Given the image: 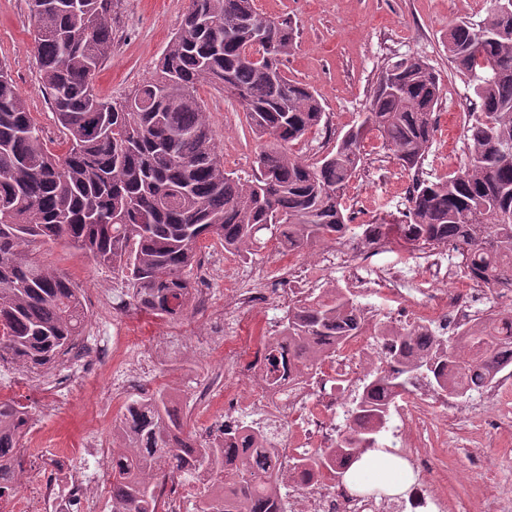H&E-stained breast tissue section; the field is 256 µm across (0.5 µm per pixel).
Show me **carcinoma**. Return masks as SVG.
Returning <instances> with one entry per match:
<instances>
[{"instance_id": "1", "label": "carcinoma", "mask_w": 512, "mask_h": 512, "mask_svg": "<svg viewBox=\"0 0 512 512\" xmlns=\"http://www.w3.org/2000/svg\"><path fill=\"white\" fill-rule=\"evenodd\" d=\"M490 0L485 28L461 20L448 28V58L473 89L467 163L436 180L415 178L399 238L414 250L452 247L466 276L512 289V14ZM42 87L64 134L51 152L6 67L0 65V362L27 373L51 368L82 335L88 319L81 288L29 254L37 242H62L96 263L128 273L133 304L178 319L195 304L190 270L200 243L251 255L267 232L298 252L350 231L342 201L370 130L400 164L417 170L435 128L440 79L419 56L392 61L370 96L365 121L337 137L319 159L291 152L320 125L323 106L282 62L293 43L286 20L259 13L254 0H190L152 78L120 104L99 98L93 78L112 53L113 0H29ZM268 24L256 43L252 20ZM227 76L228 87L216 82ZM209 85L247 112L263 140L258 176L224 171L223 155L198 91ZM361 309L341 288L288 306L280 335L288 355L267 357L272 374L304 375L340 341L363 328ZM397 335L437 346L411 360L377 367L347 411L336 446L304 455L300 468H341L385 447L379 440L393 397L426 380L434 392L464 397L512 366V311L485 317L453 338ZM30 414L0 400V501L16 488L27 460L21 448ZM252 427L222 429V442L196 443L165 391L130 401L112 429L111 512H158L163 483L188 474L210 487L200 512H280L281 483L271 450L254 448Z\"/></svg>"}]
</instances>
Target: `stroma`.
<instances>
[{
	"mask_svg": "<svg viewBox=\"0 0 512 512\" xmlns=\"http://www.w3.org/2000/svg\"><path fill=\"white\" fill-rule=\"evenodd\" d=\"M112 14V53L99 66L94 89L100 98L121 102L150 78L180 22L189 0H116ZM260 13L288 20L294 44L284 58L288 77L308 84L321 101L326 127L295 143V155L314 160L332 150L336 138L360 125L373 89L391 58L423 57L441 78V96L435 112V133L421 166L423 178L435 179L460 170L467 160L465 131L474 99L466 78L448 58L444 38L450 24L462 18H485L486 0H255ZM34 20L28 0H0V62L6 63L49 148H56L61 133L42 88L34 42ZM210 117L224 168L244 179L256 167L258 142L242 106L209 86L199 89ZM363 162L352 179L344 206L351 231L346 247L357 250L366 224L405 223L412 178L377 131L362 142ZM331 245L321 242L295 254H280L267 243L256 255L238 256L206 240L199 264L191 273L194 287L208 299L183 317V325L203 332L213 307L224 302L233 280L248 279L253 268H265L276 277L289 268L294 284L320 282L322 289H354L348 268H324L321 256ZM44 266L68 275L82 290L88 311L85 334L105 346L121 345L126 357L152 367L141 388L101 400L120 366L93 369L80 386L65 390L54 413L45 414L37 403H26L32 418L28 439L33 455L31 474L43 475V464L54 461L67 469L73 448L87 434L111 440L112 426L127 402L140 392L166 390L175 396L186 432L224 422V379L237 377L239 360L224 356L220 340L204 349L172 346L170 321L143 315L141 330L150 338L143 348L125 338L123 310L130 303L128 282L121 269L97 264L91 258L58 243L35 246L32 251ZM214 384L210 408L199 411L194 399L197 385ZM452 416L430 417L418 439V452L430 463L429 481L446 495V512H512V381L498 386L495 396L482 393L457 398Z\"/></svg>",
	"mask_w": 512,
	"mask_h": 512,
	"instance_id": "stroma-1",
	"label": "stroma"
}]
</instances>
